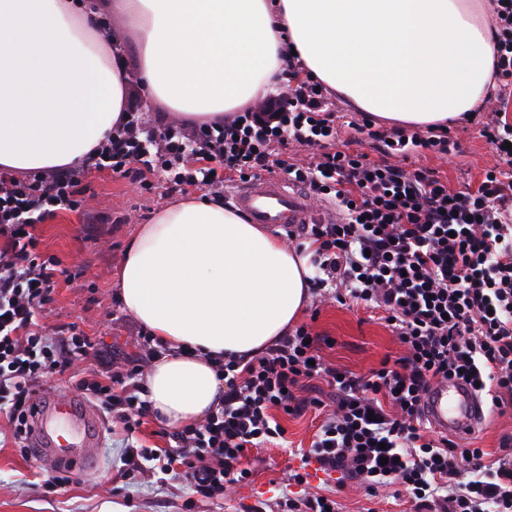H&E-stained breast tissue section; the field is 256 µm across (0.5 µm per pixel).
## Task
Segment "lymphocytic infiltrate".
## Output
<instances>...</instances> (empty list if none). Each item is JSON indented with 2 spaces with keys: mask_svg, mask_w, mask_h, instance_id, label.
Here are the masks:
<instances>
[{
  "mask_svg": "<svg viewBox=\"0 0 512 512\" xmlns=\"http://www.w3.org/2000/svg\"><path fill=\"white\" fill-rule=\"evenodd\" d=\"M493 13L501 91L481 135L498 162L477 183L455 189L436 169L402 164L416 147L448 153L445 126L404 137L364 117L348 127L371 140L373 153L339 146L328 96L293 64L265 110L244 109L190 137L171 122L147 128L131 112L99 147L93 169L139 179L162 170L175 192L194 187L220 198L228 185L284 174L314 201L332 202L326 223L287 239L309 255L320 297L379 310L404 348L359 374L326 363L320 351L333 341L312 324L294 326L250 358L225 359L217 408L204 423L175 431L172 450L128 445L129 470L146 461L166 474L180 467L194 494L220 500L229 486L251 480L241 464L251 450L283 438L277 414L311 410L320 423L302 464L355 480L369 496L393 487L413 512H512V457L493 467L483 449L427 435L423 412L429 389L457 377L478 385L490 412L512 407V96L505 92L512 86V0H494ZM84 176L80 169L22 179L0 173V412L25 456L28 407L42 378L102 357L77 325L60 326L53 337L40 325L59 262L43 256L35 226L56 211L86 208ZM137 343L143 360L75 382L129 437L150 413L142 363L158 353L150 335L139 334ZM313 380L335 389L333 404L297 398Z\"/></svg>",
  "mask_w": 512,
  "mask_h": 512,
  "instance_id": "obj_1",
  "label": "lymphocytic infiltrate"
}]
</instances>
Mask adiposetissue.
Here are the masks:
<instances>
[{
	"instance_id": "1",
	"label": "adipose tissue",
	"mask_w": 512,
	"mask_h": 512,
	"mask_svg": "<svg viewBox=\"0 0 512 512\" xmlns=\"http://www.w3.org/2000/svg\"><path fill=\"white\" fill-rule=\"evenodd\" d=\"M151 105L213 124L302 76L356 110L427 128L469 118L497 87L493 0H106ZM81 0H0V170L86 163L125 123V58ZM301 254L224 205L191 195L130 239L121 308L162 348L145 378L168 427L220 403L218 362L250 357L311 298Z\"/></svg>"
}]
</instances>
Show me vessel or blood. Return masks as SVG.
<instances>
[{
  "label": "vessel or blood",
  "instance_id": "1",
  "mask_svg": "<svg viewBox=\"0 0 512 512\" xmlns=\"http://www.w3.org/2000/svg\"><path fill=\"white\" fill-rule=\"evenodd\" d=\"M231 200L252 223L277 233L323 219L322 211L311 207L306 194L282 178L263 177L241 184L232 192ZM425 403L428 419L441 433L464 437L484 423L480 398L458 381L433 389ZM30 423L37 445L47 456L82 471L96 466L101 430L80 398L55 395L36 400Z\"/></svg>",
  "mask_w": 512,
  "mask_h": 512
}]
</instances>
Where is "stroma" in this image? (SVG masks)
<instances>
[{"label":"stroma","mask_w":512,"mask_h":512,"mask_svg":"<svg viewBox=\"0 0 512 512\" xmlns=\"http://www.w3.org/2000/svg\"><path fill=\"white\" fill-rule=\"evenodd\" d=\"M457 144L449 154L429 150L410 154L413 166L436 169L451 186L461 187L479 178L483 169L497 162L474 120L452 125ZM85 182L91 199L90 212L59 211L38 224L40 248L55 256L62 273L54 292L51 312L43 319L44 331L56 335L59 326L76 324L101 350L105 360L123 362L137 354L133 343L139 325L118 305L112 284L120 270L126 244L151 214L164 202L175 200L167 175L152 178V189H142L138 180L89 170ZM302 321L333 339L323 348L326 360L339 367L365 372L378 366L388 355L401 354L397 337L376 312L347 308L334 300L311 299ZM288 447L271 446L252 450L249 463L254 470L250 483L233 487L221 500L194 498L184 477L141 478L126 471L122 434L111 423L101 422L104 438L100 468L94 473L76 471L64 491L47 492L45 482L56 473V464L38 455L21 456L0 419V512H252L264 504L274 512L289 470L305 467L311 491L335 494L339 512H408L407 503L393 499L388 488L368 499L353 481L337 488L335 477L319 470L317 464L302 465L293 448L308 444L314 427L311 416H282ZM512 436V410L490 414L484 426L466 439L471 448L484 449L497 459L503 436Z\"/></svg>","instance_id":"obj_1"}]
</instances>
